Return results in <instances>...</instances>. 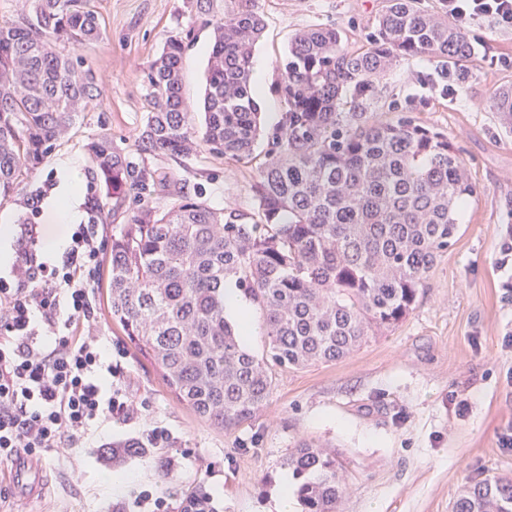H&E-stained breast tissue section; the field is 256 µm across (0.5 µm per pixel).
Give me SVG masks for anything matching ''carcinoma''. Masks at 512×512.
I'll use <instances>...</instances> for the list:
<instances>
[{
    "instance_id": "carcinoma-1",
    "label": "carcinoma",
    "mask_w": 512,
    "mask_h": 512,
    "mask_svg": "<svg viewBox=\"0 0 512 512\" xmlns=\"http://www.w3.org/2000/svg\"><path fill=\"white\" fill-rule=\"evenodd\" d=\"M419 0H388L367 37L349 51L341 32L297 33L280 87L281 128L252 186L254 211L211 207L201 193L159 179L107 133L85 149L99 193L94 224L122 217L108 247L107 306L136 350L181 403L211 426L232 430L267 405L275 368L335 363L392 330L414 310L431 268L459 232L458 215L477 189L448 135L401 115L369 120L366 101L402 58L462 65L467 32ZM208 18L214 42L203 112L195 122L182 93L185 38L169 36L148 64L151 111L135 139L140 157L187 159L205 148L252 158L260 107L252 82L263 30L260 0H188ZM102 28L90 0H31L20 21L0 22V195L37 168L78 113L98 96L86 61L57 50L90 44ZM512 131V88L488 99ZM112 199V213L99 194ZM170 197L154 204V197ZM232 284L260 312L268 353L241 340L224 311ZM161 431L104 447L108 461L166 448ZM302 512H337L348 489L344 465L303 440L283 460ZM452 512H512V478L466 482Z\"/></svg>"
}]
</instances>
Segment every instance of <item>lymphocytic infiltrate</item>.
Segmentation results:
<instances>
[{
    "label": "lymphocytic infiltrate",
    "mask_w": 512,
    "mask_h": 512,
    "mask_svg": "<svg viewBox=\"0 0 512 512\" xmlns=\"http://www.w3.org/2000/svg\"><path fill=\"white\" fill-rule=\"evenodd\" d=\"M448 12L512 27V0H448ZM40 232L17 225L14 261L0 276V466L22 453L67 454L100 421L140 416L94 329L98 225H77L58 265L40 258Z\"/></svg>",
    "instance_id": "obj_1"
}]
</instances>
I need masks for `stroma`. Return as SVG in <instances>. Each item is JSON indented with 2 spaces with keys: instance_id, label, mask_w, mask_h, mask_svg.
Here are the masks:
<instances>
[{
  "instance_id": "35a3bbf8",
  "label": "stroma",
  "mask_w": 512,
  "mask_h": 512,
  "mask_svg": "<svg viewBox=\"0 0 512 512\" xmlns=\"http://www.w3.org/2000/svg\"><path fill=\"white\" fill-rule=\"evenodd\" d=\"M102 39L83 51L98 79L97 99L81 112L39 168L0 197V226L38 224L44 239L68 246L73 227L50 221L43 201L78 172V204L92 184L89 138L108 132L131 149L149 107L147 65L168 36L190 33L183 55L184 95L198 106L204 91L210 28L186 0H91ZM387 0H261L264 31L253 56L262 135L250 162L200 151L185 162L148 156L157 175L198 188L214 208L252 212V185L285 111L277 92L288 46L298 31L333 25L350 51L366 37ZM465 29L471 60L448 69L427 57L396 63L366 110L379 120L405 112L448 135L477 194L461 213L460 236L430 271L414 311L387 335L349 357L305 369H281L266 408L252 423L221 431L200 419L165 386L109 319L106 266L92 294L96 331L121 365L127 395L142 405L130 423H100L84 447L43 457L39 498H11L14 512H122L148 489L177 512L185 492L201 489L217 512H299L281 503V464L299 441L312 440L342 459L349 490L337 512H451L468 481L512 477V447L498 436L512 426V133L487 105L512 86V29L477 18ZM60 251L49 253L60 262ZM168 433L175 445L113 468L99 446ZM82 470L80 482L70 478Z\"/></svg>"
}]
</instances>
